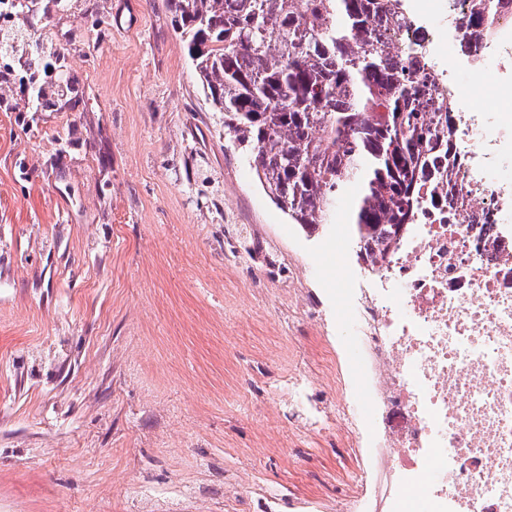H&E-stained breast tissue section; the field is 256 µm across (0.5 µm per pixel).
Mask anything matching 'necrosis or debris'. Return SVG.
<instances>
[{"label": "necrosis or debris", "instance_id": "1", "mask_svg": "<svg viewBox=\"0 0 512 512\" xmlns=\"http://www.w3.org/2000/svg\"><path fill=\"white\" fill-rule=\"evenodd\" d=\"M475 0H401L389 39L417 59L436 111H452L455 157L440 155L416 223L336 291L346 335L288 399L311 425L336 419L358 465L337 502L289 512H512V0L488 32L459 25Z\"/></svg>", "mask_w": 512, "mask_h": 512}]
</instances>
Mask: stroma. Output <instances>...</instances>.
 Listing matches in <instances>:
<instances>
[{"instance_id":"35a3bbf8","label":"stroma","mask_w":512,"mask_h":512,"mask_svg":"<svg viewBox=\"0 0 512 512\" xmlns=\"http://www.w3.org/2000/svg\"><path fill=\"white\" fill-rule=\"evenodd\" d=\"M0 512H261L344 496L334 439L288 421L336 328L288 298L350 238L306 233L234 152L169 0H0Z\"/></svg>"}]
</instances>
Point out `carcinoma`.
I'll list each match as a JSON object with an SVG mask.
<instances>
[{
  "instance_id": "obj_1",
  "label": "carcinoma",
  "mask_w": 512,
  "mask_h": 512,
  "mask_svg": "<svg viewBox=\"0 0 512 512\" xmlns=\"http://www.w3.org/2000/svg\"><path fill=\"white\" fill-rule=\"evenodd\" d=\"M199 83L258 182L313 233L353 198L357 257L388 248L419 205L424 144L450 112L386 42L398 0H171ZM494 0L460 21L481 32Z\"/></svg>"
}]
</instances>
